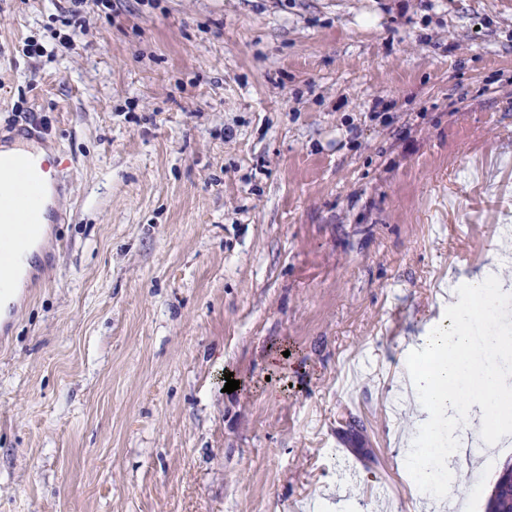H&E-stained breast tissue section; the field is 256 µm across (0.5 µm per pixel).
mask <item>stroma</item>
<instances>
[{
  "mask_svg": "<svg viewBox=\"0 0 512 512\" xmlns=\"http://www.w3.org/2000/svg\"><path fill=\"white\" fill-rule=\"evenodd\" d=\"M70 7L0 0V131L69 188L0 345V512H424L398 382L444 278L512 256V0Z\"/></svg>",
  "mask_w": 512,
  "mask_h": 512,
  "instance_id": "1",
  "label": "stroma"
}]
</instances>
